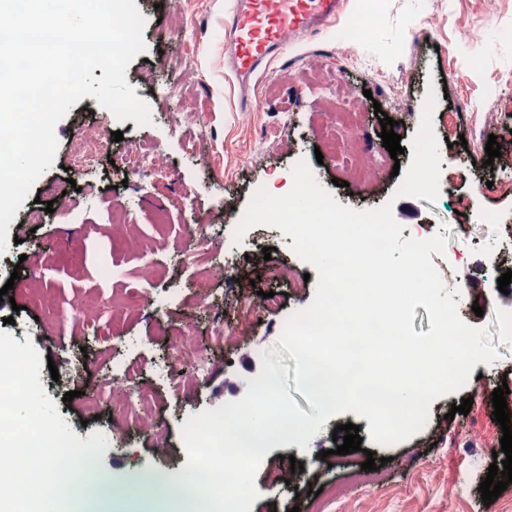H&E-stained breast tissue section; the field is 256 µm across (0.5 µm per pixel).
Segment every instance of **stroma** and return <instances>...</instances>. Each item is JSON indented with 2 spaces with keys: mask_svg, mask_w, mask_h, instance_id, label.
Instances as JSON below:
<instances>
[{
  "mask_svg": "<svg viewBox=\"0 0 512 512\" xmlns=\"http://www.w3.org/2000/svg\"><path fill=\"white\" fill-rule=\"evenodd\" d=\"M146 19L145 51L126 69V81L154 114L152 125L118 121L98 109L96 98L74 104L55 129L58 148L54 163L35 183L39 197H26L8 227L15 243L0 255V285L13 282L15 304L0 309V332L18 342L32 341L40 356H51L53 366H41L40 382L61 416L81 440L96 431H110L108 446L96 465L120 479L144 471L183 473L187 454L182 427L193 415L241 399L251 378L244 360L260 363L262 356L294 368L295 362L279 344L287 317L312 302L317 276L297 256L278 228L257 226L242 240L233 231L258 188L269 187L274 177L288 176L298 161H306L318 183L341 205L368 209L386 203L401 179L394 166L408 168L413 157L410 141L422 117L428 87L447 90L438 99L432 128L440 148L441 194L436 201L418 200L419 220L403 224L402 239L447 237L444 255H432L435 266L453 270L448 290H459L458 314L473 327L487 328L499 356L489 365L479 363L474 375L456 393L435 399L422 431L394 445L369 437V421L352 412L331 416L307 448L297 444L272 447L259 465L255 485L259 497L250 512H309L312 493L346 481L368 455L385 458L388 485L364 494L351 491L342 512H504L512 503V485L498 501L484 504L479 485L492 454L500 450L501 427L493 420L492 393L501 384L512 388V332L501 317L512 313V294L498 289V277L512 269V252L499 244L512 229V195L482 192V182L497 171L487 164L485 145L471 139L475 124L488 111L499 114L500 127H512V108L502 109L498 83L512 75V0H348L345 12L322 33L290 47L271 65L249 93L254 103L242 111L245 95L224 67V22L233 0H135ZM368 29L351 47L346 65L336 63L338 45L359 18ZM191 57L192 71H174V63ZM183 88L182 110L189 115L184 136L169 129L171 105L160 93L169 81ZM360 106L363 122L349 131L327 109V90ZM402 92L405 107L393 112L394 131L403 152L392 159L383 147L381 125L374 102ZM457 112L449 124V112ZM96 126L108 132L99 170L94 174L68 173L73 143ZM121 131L122 141L110 134ZM346 141L358 137L362 149L376 162L377 187L360 183L337 186L348 164L346 154L316 158L327 136ZM161 145L170 172L164 178L123 183L116 165L127 141ZM199 141L198 150L190 142ZM82 191L87 208L66 210L62 195ZM49 201L54 212L38 228L26 217L36 200ZM119 200L135 215L137 233L152 245L156 276L143 280L142 260L127 251L104 217L108 202ZM167 207L168 221L156 223V211ZM191 208L208 235L223 242L234 258V278L210 275L206 262L190 265L181 259L188 239L184 208ZM70 239L83 253L80 270H73L68 251L59 241ZM271 248L264 256L263 248ZM52 249V265L41 273V285L54 305L35 303L29 288L37 250ZM283 266L286 280L263 276L267 263ZM475 273L478 287H463L461 275ZM141 291L157 299L151 309H140L121 320L112 318V299L120 292ZM275 292L281 305L256 312L246 309L239 293ZM483 316H476L475 307ZM223 317L224 346L213 355L207 377L191 388L186 398L171 395L159 369L175 364L183 378H191L190 363L174 362L171 343L189 334L203 347L211 346L213 319ZM134 363L140 372L131 388H150L156 410L148 425L114 417L116 399L101 396V375H116L121 363ZM79 390L73 400L66 392ZM471 399L468 415H450L452 404ZM353 423L362 439L360 451L335 454L333 431ZM329 451L321 460V451ZM294 456L302 467L288 483L272 485L268 468L280 457Z\"/></svg>",
  "mask_w": 512,
  "mask_h": 512,
  "instance_id": "obj_1",
  "label": "stroma"
}]
</instances>
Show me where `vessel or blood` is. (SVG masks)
<instances>
[{"label":"vessel or blood","mask_w":512,"mask_h":512,"mask_svg":"<svg viewBox=\"0 0 512 512\" xmlns=\"http://www.w3.org/2000/svg\"><path fill=\"white\" fill-rule=\"evenodd\" d=\"M347 0H235L224 25L226 63L247 86L299 38L329 28Z\"/></svg>","instance_id":"vessel-or-blood-1"}]
</instances>
